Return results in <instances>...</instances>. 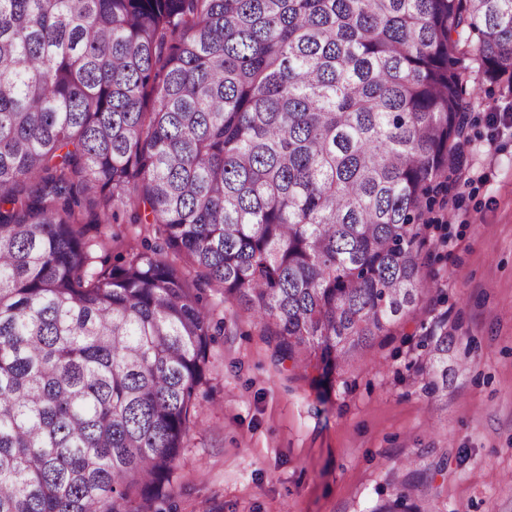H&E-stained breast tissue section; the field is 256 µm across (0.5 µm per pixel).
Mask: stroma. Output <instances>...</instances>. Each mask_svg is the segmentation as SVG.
<instances>
[{
	"mask_svg": "<svg viewBox=\"0 0 512 512\" xmlns=\"http://www.w3.org/2000/svg\"><path fill=\"white\" fill-rule=\"evenodd\" d=\"M475 88L417 314L454 338L447 386L430 392V348L401 328L377 339L378 368H343L318 397L211 291L224 334L175 464L172 512H374L419 474L433 475L440 512H512V92L481 78Z\"/></svg>",
	"mask_w": 512,
	"mask_h": 512,
	"instance_id": "stroma-1",
	"label": "stroma"
}]
</instances>
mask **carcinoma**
Instances as JSON below:
<instances>
[{
  "label": "carcinoma",
  "instance_id": "1",
  "mask_svg": "<svg viewBox=\"0 0 512 512\" xmlns=\"http://www.w3.org/2000/svg\"><path fill=\"white\" fill-rule=\"evenodd\" d=\"M474 71L512 0H0V512L173 496L207 286L323 391L415 319Z\"/></svg>",
  "mask_w": 512,
  "mask_h": 512
}]
</instances>
